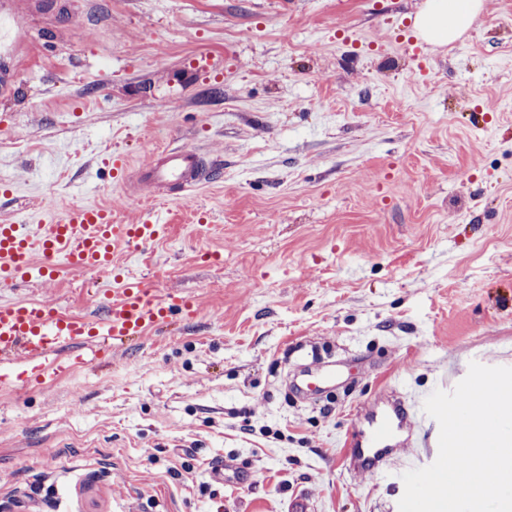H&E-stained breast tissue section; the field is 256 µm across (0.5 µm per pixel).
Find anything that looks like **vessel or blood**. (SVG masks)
I'll return each instance as SVG.
<instances>
[{"label": "vessel or blood", "mask_w": 512, "mask_h": 512, "mask_svg": "<svg viewBox=\"0 0 512 512\" xmlns=\"http://www.w3.org/2000/svg\"><path fill=\"white\" fill-rule=\"evenodd\" d=\"M138 187L151 197L168 196L172 187L195 191L216 175L204 155L185 145L157 149L137 169ZM167 233L152 210H142L134 224L116 221L110 208L84 204L66 218L46 224H0V285L11 287L29 275L32 255H39V276L53 279L59 263L87 274H111L114 260L133 248L156 241ZM196 313L192 300L171 293L155 294L142 282L123 281L100 314L62 315L41 304L0 302V384L14 367L45 385L70 372L78 358L67 351L88 342L106 343L143 336L174 318ZM338 372L328 367L294 377L295 391L313 398L335 387ZM358 419L345 441L354 462L373 475L391 468L396 449L414 447L408 465L427 466L433 458L431 426L418 400L398 387L386 388L381 398L357 406Z\"/></svg>", "instance_id": "1"}]
</instances>
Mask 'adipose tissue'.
<instances>
[{"mask_svg":"<svg viewBox=\"0 0 512 512\" xmlns=\"http://www.w3.org/2000/svg\"><path fill=\"white\" fill-rule=\"evenodd\" d=\"M483 8V0H424L413 16L412 32L432 46H448L471 28Z\"/></svg>","mask_w":512,"mask_h":512,"instance_id":"obj_1","label":"adipose tissue"}]
</instances>
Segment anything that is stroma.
Segmentation results:
<instances>
[{
  "mask_svg": "<svg viewBox=\"0 0 512 512\" xmlns=\"http://www.w3.org/2000/svg\"><path fill=\"white\" fill-rule=\"evenodd\" d=\"M13 2L0 224L79 203L136 222L114 154L189 145L223 172L154 203L167 234L118 258L194 318L0 393V503L399 512L402 484L349 467L354 406L512 367V0L419 64L423 0ZM113 286L65 267L0 301L91 316ZM333 361L353 368L334 390H290Z\"/></svg>",
  "mask_w": 512,
  "mask_h": 512,
  "instance_id": "1",
  "label": "stroma"
}]
</instances>
